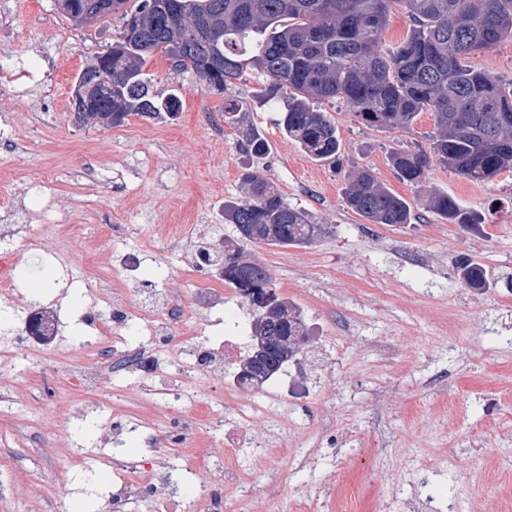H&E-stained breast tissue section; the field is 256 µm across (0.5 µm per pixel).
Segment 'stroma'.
<instances>
[{
	"mask_svg": "<svg viewBox=\"0 0 512 512\" xmlns=\"http://www.w3.org/2000/svg\"><path fill=\"white\" fill-rule=\"evenodd\" d=\"M119 20L84 30L60 14L55 0H0V127L12 145L0 150V237L11 239L20 265L41 257L43 272L13 279L17 295L0 294V337L20 328L19 301L40 292L37 307L61 311L66 327L36 368L0 367V395L38 402L43 417L12 418L0 411V484L29 472L42 495L36 512H108L122 477L121 463L158 456L184 466L181 447L165 423L177 408L142 400L135 379L104 378L101 410L73 418L88 398L71 372L84 359L108 317L90 310L88 287L106 283L133 312L170 303L188 309L174 343L220 341L232 325L250 324L256 308L230 294L219 314L201 307L211 271L192 268L195 244L211 225L224 227V206L243 196L242 176L260 172L291 205L307 211L326 232L303 248L244 244L265 264L278 297L302 310L309 325L306 356L322 370L307 407L291 410L296 423L287 444H271L264 422L252 426L257 454L242 459L247 497L230 490L227 512H344L358 488L373 512H404L419 492L423 512H512V169L474 183L431 162L423 186L401 181L391 151L427 147L429 113L412 126L376 130L342 103L320 108L335 122L342 166L312 160L278 125L276 107L254 101L257 74L211 92L189 73L173 74L164 55L148 70L155 90H178L181 109L162 120L129 116L111 128L80 122L71 107L74 80L96 53L111 45ZM34 80L10 82L19 69ZM243 104L245 118L214 131L226 98ZM266 138V155H251L248 129ZM374 177L411 206L408 224H371L343 200L351 167ZM448 192L477 210L470 231L424 208V191ZM66 218L59 237L47 228ZM138 251L136 280L114 271L111 255ZM480 263L493 286L476 292L459 279L463 259ZM186 383L195 399L224 394V377L172 362L156 386ZM153 418L155 447L136 431L119 442L101 435L116 421ZM103 449L100 462L66 460L67 449Z\"/></svg>",
	"mask_w": 512,
	"mask_h": 512,
	"instance_id": "1",
	"label": "stroma"
}]
</instances>
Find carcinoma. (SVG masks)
Here are the masks:
<instances>
[{"label":"carcinoma","mask_w":512,"mask_h":512,"mask_svg":"<svg viewBox=\"0 0 512 512\" xmlns=\"http://www.w3.org/2000/svg\"><path fill=\"white\" fill-rule=\"evenodd\" d=\"M400 3L411 27L395 46L384 49L382 35L390 3ZM112 0V18L121 28L112 49L85 66L112 80L93 112L78 120L119 127L130 115L156 117L180 110L174 93L151 91L147 63L154 54L169 60L173 73H190L203 84L226 90L249 70L265 78L259 96L282 99L279 125L311 158L336 162V125L317 108L324 101L345 103L358 121L377 129L407 128L422 112L432 116L429 150L397 149L390 163L399 179L419 185L430 159L476 183L512 168V84L506 85L471 64L470 55L512 40V0ZM77 24L86 0H57ZM244 200L224 208L242 240L304 247L321 225L289 205L260 174L243 177ZM344 199L371 224H407L409 203L379 183L366 169L347 174ZM425 204L450 224H480L479 216L448 193L429 190ZM205 261L224 269V284L252 299L255 288L273 292L268 268L243 256L238 243L204 247ZM458 276L468 287L490 286L486 271L467 260ZM308 336L302 311L282 299L275 330L260 316L247 330L251 351L265 347L266 379L279 373Z\"/></svg>","instance_id":"obj_1"}]
</instances>
